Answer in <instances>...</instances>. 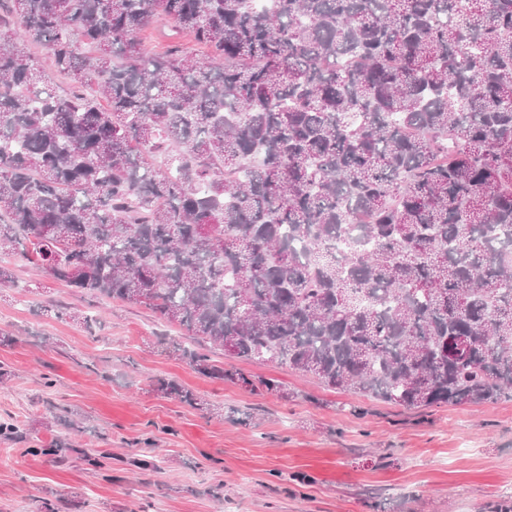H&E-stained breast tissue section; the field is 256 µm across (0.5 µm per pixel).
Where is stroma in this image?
<instances>
[{
	"label": "stroma",
	"mask_w": 512,
	"mask_h": 512,
	"mask_svg": "<svg viewBox=\"0 0 512 512\" xmlns=\"http://www.w3.org/2000/svg\"><path fill=\"white\" fill-rule=\"evenodd\" d=\"M0 261L15 273L0 284V334L14 338L0 346V420L45 442L79 421L74 445L112 456L107 481L77 460L8 450L0 512H37L44 498L67 512H493L512 487L510 398L407 410L212 350L293 397L253 393L170 356L181 330L151 309L86 296L7 251ZM164 378L197 405L158 393Z\"/></svg>",
	"instance_id": "obj_1"
}]
</instances>
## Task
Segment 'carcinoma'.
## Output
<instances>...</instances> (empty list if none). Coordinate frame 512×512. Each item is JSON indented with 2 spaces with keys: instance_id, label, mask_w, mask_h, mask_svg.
<instances>
[{
  "instance_id": "obj_1",
  "label": "carcinoma",
  "mask_w": 512,
  "mask_h": 512,
  "mask_svg": "<svg viewBox=\"0 0 512 512\" xmlns=\"http://www.w3.org/2000/svg\"><path fill=\"white\" fill-rule=\"evenodd\" d=\"M0 248L252 392L294 397L204 349L407 409L512 397V0H0Z\"/></svg>"
}]
</instances>
